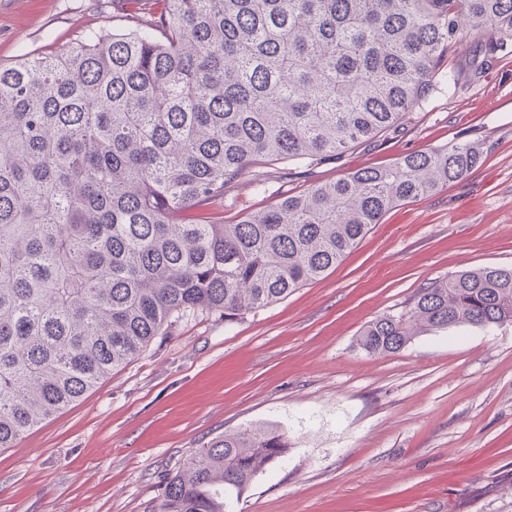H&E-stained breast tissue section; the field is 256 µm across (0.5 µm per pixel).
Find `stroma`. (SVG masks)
<instances>
[{"label": "stroma", "instance_id": "35a3bbf8", "mask_svg": "<svg viewBox=\"0 0 512 512\" xmlns=\"http://www.w3.org/2000/svg\"><path fill=\"white\" fill-rule=\"evenodd\" d=\"M121 0H0V64L86 31H122ZM439 87L384 140L303 168L254 167L215 219L346 173L470 140L481 165L400 203L325 277L228 321L173 323L66 410L0 450V512H149L166 478L227 431L273 427L290 449L237 512H512V324L423 332L373 355L358 339L424 283L512 268V46L449 57Z\"/></svg>", "mask_w": 512, "mask_h": 512}]
</instances>
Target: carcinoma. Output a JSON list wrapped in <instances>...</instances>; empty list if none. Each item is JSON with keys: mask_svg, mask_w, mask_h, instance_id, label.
<instances>
[{"mask_svg": "<svg viewBox=\"0 0 512 512\" xmlns=\"http://www.w3.org/2000/svg\"><path fill=\"white\" fill-rule=\"evenodd\" d=\"M134 27L0 65V448L190 312L234 318L321 278L395 205L466 178L482 144L411 153L235 224L211 207L259 164L381 140L467 44L512 42V0H126ZM512 323V269L418 288L360 337ZM245 428L165 481L151 512H233L288 455Z\"/></svg>", "mask_w": 512, "mask_h": 512, "instance_id": "obj_1", "label": "carcinoma"}]
</instances>
